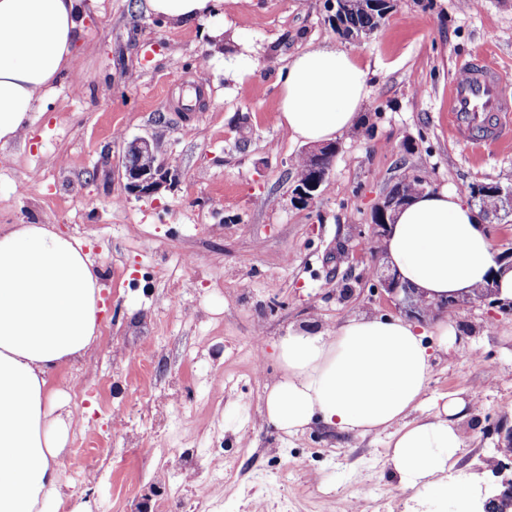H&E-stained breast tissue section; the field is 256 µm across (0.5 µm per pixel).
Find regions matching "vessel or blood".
Returning a JSON list of instances; mask_svg holds the SVG:
<instances>
[{"label": "vessel or blood", "instance_id": "obj_1", "mask_svg": "<svg viewBox=\"0 0 512 512\" xmlns=\"http://www.w3.org/2000/svg\"><path fill=\"white\" fill-rule=\"evenodd\" d=\"M448 128L456 137L480 133L490 146L512 140V85L485 56L460 63L448 87Z\"/></svg>", "mask_w": 512, "mask_h": 512}]
</instances>
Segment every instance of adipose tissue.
I'll return each mask as SVG.
<instances>
[{"label":"adipose tissue","instance_id":"adipose-tissue-1","mask_svg":"<svg viewBox=\"0 0 512 512\" xmlns=\"http://www.w3.org/2000/svg\"><path fill=\"white\" fill-rule=\"evenodd\" d=\"M221 0H139L145 14L184 24L211 18ZM94 0H0V145L30 129L56 79L78 71V46ZM368 69L352 52L317 44L291 57L281 76L279 125L306 143L332 141L358 121ZM403 283L427 300L471 294L493 282L512 300L483 213L453 188L416 195L383 243ZM102 290L82 240L48 224L0 227V512H42L64 473L66 404L53 369L82 358L99 333ZM430 347L402 317L347 318L335 331L295 330L279 344L284 369L264 411L293 433L321 420L344 434L389 436L388 462L402 488L461 498L448 479L461 446L456 420L468 400L449 396L415 421Z\"/></svg>","mask_w":512,"mask_h":512}]
</instances>
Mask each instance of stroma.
<instances>
[{
  "instance_id": "obj_1",
  "label": "stroma",
  "mask_w": 512,
  "mask_h": 512,
  "mask_svg": "<svg viewBox=\"0 0 512 512\" xmlns=\"http://www.w3.org/2000/svg\"><path fill=\"white\" fill-rule=\"evenodd\" d=\"M99 0L78 76L54 84L25 138L0 147V226L50 224L88 244L106 311L86 355L50 383L72 411L68 466L43 512H462L457 498L402 489L386 434L321 421L287 434L263 416L288 331H328L355 314L405 316L380 287L375 205L404 178L433 189L512 185V148L448 134V85L482 53L512 83V0H395L371 37L345 42L326 0H224L206 24ZM225 27L224 51L202 37ZM312 43L368 67L369 100L336 142L307 206L293 203L306 146L276 121L280 75ZM253 48V73L231 60ZM156 136L172 175L128 192L127 143ZM433 350L420 416L479 392L456 423L452 477L476 486L512 427V311L473 300ZM262 337V352L253 340Z\"/></svg>"
}]
</instances>
